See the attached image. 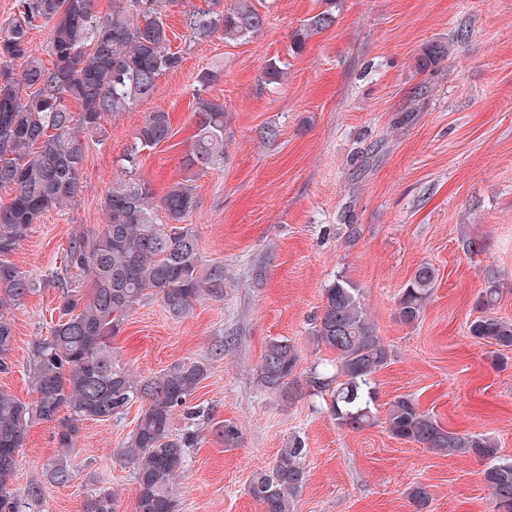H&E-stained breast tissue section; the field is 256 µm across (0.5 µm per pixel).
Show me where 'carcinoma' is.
I'll list each match as a JSON object with an SVG mask.
<instances>
[{
	"label": "carcinoma",
	"mask_w": 512,
	"mask_h": 512,
	"mask_svg": "<svg viewBox=\"0 0 512 512\" xmlns=\"http://www.w3.org/2000/svg\"><path fill=\"white\" fill-rule=\"evenodd\" d=\"M171 3L112 0L105 12L99 0H19L18 14L0 32V189L12 191L10 202L0 205L1 373L11 368V308L38 290L10 257L41 216L77 203L84 177L81 136L103 131L109 120L151 98L158 78L180 67L182 56L171 51L164 20V7ZM333 8L335 0H324V9L304 20L293 37L296 48L333 26ZM39 22L49 25V67L29 49L27 34ZM265 22L252 0H233L227 9L210 0L208 8L187 12L184 19L193 41L246 38L261 32ZM12 62L20 63L21 72L9 67ZM217 80L212 69L198 75L196 132L182 161L189 176L160 195L137 175L138 153L173 135L170 113L161 108L147 113L133 147L121 158L123 177L103 197L105 224L92 233H76L69 243L65 268L85 273L90 288L72 287L56 275L47 280L62 289V300L51 336L33 349L35 401L26 404L0 390V512H24L10 485L31 418L55 424L59 448L48 477L64 483L70 477L67 457L83 440L81 423L110 419L136 402V426L115 458L133 469L135 512H175V481L199 432L189 427L173 434L171 420L178 411L196 418L191 401L209 375V363L176 362L139 379L112 354V339L150 296L176 318L189 316L205 297L224 296V265L202 261L196 230L185 223L197 208L193 172L224 161V104L205 96ZM22 87L30 93L22 95ZM160 208L166 224L155 221ZM437 280L432 266L417 268L401 292L402 321L420 318ZM500 293L497 277H488L479 298L482 313L467 329L478 343L506 351L512 350V322L494 313ZM324 298L311 334L317 346L335 355L336 373L317 375L312 384L330 394L340 424L362 430L378 422L372 376L388 363L390 352L352 282L331 283ZM298 362L289 339L271 340L260 366L262 386L295 398L290 377ZM384 424L397 440L487 462L483 474L493 512H512V460L498 456L490 437L451 430L405 395L390 402ZM303 451L294 444L271 470L252 475L248 492L264 512H292L306 481ZM120 508L115 491L96 492L86 503V512Z\"/></svg>",
	"instance_id": "1"
}]
</instances>
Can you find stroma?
Returning a JSON list of instances; mask_svg holds the SVG:
<instances>
[{
    "label": "stroma",
    "mask_w": 512,
    "mask_h": 512,
    "mask_svg": "<svg viewBox=\"0 0 512 512\" xmlns=\"http://www.w3.org/2000/svg\"><path fill=\"white\" fill-rule=\"evenodd\" d=\"M207 3L167 8L181 66L105 132L82 137L77 205L45 213L12 262L36 281L62 271L85 283L65 269V252L76 232L101 227L119 156L147 112L164 109L173 136L141 151L138 173L160 191L181 178L196 131L197 77L217 70L209 95L224 105V161L195 176L198 205L187 221L202 259L224 265V297L200 302L185 319L146 300L112 342L117 360L142 378L180 361L210 364L193 403L211 420L176 481L178 512H263L248 492L251 476L295 441L306 482L294 512H414L409 491L418 484L430 494L428 512H491L481 461L399 441L381 423H339L329 395L309 383L333 358L311 328L325 288L351 281L391 352L373 378L378 416L409 395L444 426L492 438L512 460V364L494 366L487 346L467 334L491 273L502 288L496 312L512 320V0H336L334 25L300 50L293 36L323 0H254L267 19L257 36L190 41L184 12ZM436 44L447 57L423 66ZM271 62L284 73L276 84L264 77ZM474 239L484 253L470 251ZM422 264L438 280L408 325L398 301ZM60 301L58 289L44 288L13 311L12 369L0 373V390L21 402L34 398L33 347L50 335ZM282 337L300 358L291 401L259 382L267 344ZM137 414L133 406L85 421L63 484L46 476L57 454L53 426L32 421L11 491L24 500L42 487L31 512H85L93 490L115 489L121 512H135L132 470L114 452ZM220 422L240 431L235 446L217 437Z\"/></svg>",
    "instance_id": "obj_1"
}]
</instances>
